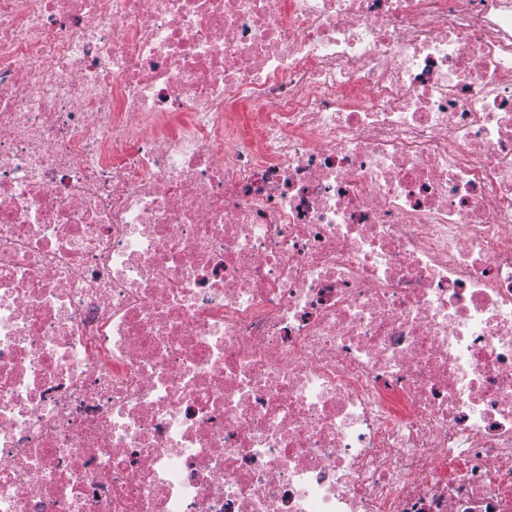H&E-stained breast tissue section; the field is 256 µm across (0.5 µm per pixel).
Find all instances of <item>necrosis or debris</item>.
<instances>
[{"instance_id":"obj_1","label":"necrosis or debris","mask_w":512,"mask_h":512,"mask_svg":"<svg viewBox=\"0 0 512 512\" xmlns=\"http://www.w3.org/2000/svg\"><path fill=\"white\" fill-rule=\"evenodd\" d=\"M0 512H512V0H0Z\"/></svg>"}]
</instances>
